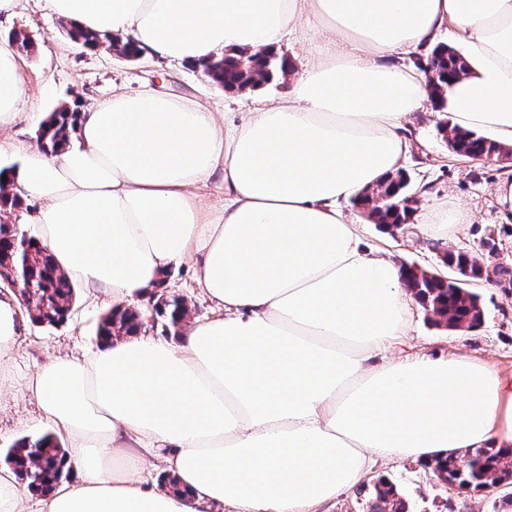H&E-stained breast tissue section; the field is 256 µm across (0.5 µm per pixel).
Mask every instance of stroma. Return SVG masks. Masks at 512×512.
I'll return each mask as SVG.
<instances>
[{"label":"stroma","instance_id":"stroma-1","mask_svg":"<svg viewBox=\"0 0 512 512\" xmlns=\"http://www.w3.org/2000/svg\"><path fill=\"white\" fill-rule=\"evenodd\" d=\"M14 30L28 34L35 48L18 56L28 96L15 125L0 133V167L5 169L19 167L23 148L37 142L39 126L29 119L33 112L46 117L74 102L86 106L106 100L116 91L160 90L196 100L210 111L238 116L253 111L262 100L280 98L288 90L287 81L282 80L255 90L228 93L186 63L145 55L126 60L102 47H80L62 31L60 20L45 8L44 0H21L14 17L0 19V41ZM448 118V113L429 107L413 115L406 127L411 151L402 167L410 176L411 193L416 197L406 232L391 235L375 224L365 226L367 243L395 255L403 265L439 268V255L448 244L477 246L481 238L498 235L504 223L492 190L502 175L512 171V163H477L449 153L437 132L439 123ZM443 202L463 207L470 217L451 242L441 237L443 225H435L429 235L421 231L425 215ZM477 290L487 308L486 320L478 330L455 332L436 326L419 308L407 335L385 352V359L407 355L468 358L502 374H512V298L486 282L478 284ZM75 292L76 301L66 323L45 327L28 321L23 325L11 364L13 384L0 390V456L20 439L48 432L47 427L33 424L37 408L20 390L24 379L48 357H79L99 348L97 326L112 300L102 293L90 296L80 284ZM160 292L182 298L192 318L205 320L218 312L197 288L192 262L171 270ZM382 477L397 485L409 512H450L461 500L467 504L466 512H497L502 497L498 491L460 497L424 464L397 459L379 465L336 500L317 506L316 512H368L369 495Z\"/></svg>","mask_w":512,"mask_h":512}]
</instances>
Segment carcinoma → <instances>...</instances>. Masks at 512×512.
I'll return each instance as SVG.
<instances>
[{"mask_svg":"<svg viewBox=\"0 0 512 512\" xmlns=\"http://www.w3.org/2000/svg\"><path fill=\"white\" fill-rule=\"evenodd\" d=\"M69 38L87 49H95L102 44L127 55H138L140 50L130 41L120 42L118 38L83 30L76 26L69 32ZM253 63L250 69L238 65L241 59ZM434 65V97L438 101L435 109L443 111L449 86L467 69L465 55L456 48L444 43L435 45L430 53ZM204 72L214 82L227 81L226 89L245 90L268 84L285 74L290 60L285 55L266 50L250 55L224 57L201 64ZM76 109L64 106L56 109L41 125L38 141L42 147L52 151L70 144L78 127ZM438 131L451 153H464L467 158L483 159L506 152L501 145L488 140L475 131H461L456 127L441 123ZM409 174L402 168L393 172L386 181L377 186L378 194L385 198L382 209L371 213L376 223L383 225L385 232L407 224L406 207L401 202L407 196ZM502 240L489 235L482 239L478 247L455 246L448 249L442 263L469 265L472 276L466 277L455 272L448 276L429 275L419 270L407 278L420 305L433 315L448 322L462 325L472 331L484 322V306L481 296L471 288V284L494 281L512 286V264L493 262L490 254ZM23 277L31 286V294L37 299V313L30 316L33 323L42 326H58L67 321L71 313L75 288L52 261L47 246L39 244L24 232L8 224H0V278L9 279L12 274ZM187 312L185 302L180 298L166 299L149 310L153 320H163V326H177ZM143 314L127 308L109 309L97 328V339L105 342L114 337L135 336L140 332ZM64 451L61 444L50 434L37 439H23L7 449L4 460L16 476L27 482L34 493L48 489L67 479L70 472L65 470ZM456 453H448L433 460L431 468L446 478V483L460 490L480 492L499 487H512V449L470 448L464 458L467 465H460ZM406 504L396 486L387 479L375 484V492L370 512H405Z\"/></svg>","mask_w":512,"mask_h":512,"instance_id":"obj_1","label":"carcinoma"}]
</instances>
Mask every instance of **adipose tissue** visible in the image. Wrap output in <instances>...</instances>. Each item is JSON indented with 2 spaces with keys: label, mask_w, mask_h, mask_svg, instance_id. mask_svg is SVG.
I'll list each match as a JSON object with an SVG mask.
<instances>
[{
  "label": "adipose tissue",
  "mask_w": 512,
  "mask_h": 512,
  "mask_svg": "<svg viewBox=\"0 0 512 512\" xmlns=\"http://www.w3.org/2000/svg\"><path fill=\"white\" fill-rule=\"evenodd\" d=\"M58 18L118 34L142 54L199 64L278 50L293 29L326 51L288 92L218 124L191 100L116 93L81 108L78 143L31 146L6 171L37 199L39 243L115 307L147 300L193 260L223 315L181 344L149 330L82 357H52L24 386L39 424L68 440L71 481L36 512H312L379 461L512 447V377L467 359L373 364L405 336L411 295L397 259L367 249L344 201L399 169L424 74L391 57L454 27L470 67L445 110L512 147V0H45ZM26 87L0 43V129ZM223 198L206 210L198 186ZM19 298L0 295V366L19 336ZM163 456L181 487L145 484Z\"/></svg>",
  "instance_id": "ef3b65f1"
}]
</instances>
